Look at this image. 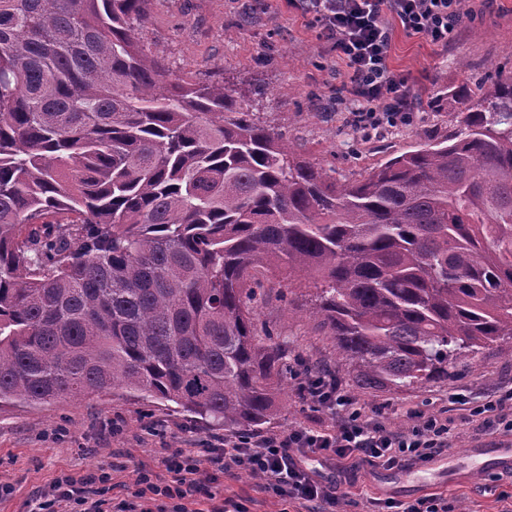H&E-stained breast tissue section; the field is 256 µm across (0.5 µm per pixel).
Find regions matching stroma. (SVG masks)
<instances>
[{
	"label": "stroma",
	"mask_w": 512,
	"mask_h": 512,
	"mask_svg": "<svg viewBox=\"0 0 512 512\" xmlns=\"http://www.w3.org/2000/svg\"><path fill=\"white\" fill-rule=\"evenodd\" d=\"M470 19L447 45L393 33L390 63L411 86L417 119L413 125L366 138L348 127L336 101L343 95L344 64L327 55L310 17L284 0H152L139 25L142 43L171 70L224 82L255 118L281 134L299 154L335 168L342 180H359L372 168L414 147L443 140L460 128V92L480 81L512 74V0H470ZM316 289L302 278L270 280L257 291L258 327L287 339L292 357L320 363L345 375L331 337L309 316ZM512 386V359L486 350L475 365L445 382L403 391L367 392L360 402L369 416L394 430L408 428L412 412L442 408L451 426V446L433 461L393 470L364 468L347 488L345 512H365L369 499L412 502L432 494L448 501V512H505L512 507V469L471 471V448L500 439L480 430L467 406L454 401L464 392L484 403L498 388ZM335 416L310 410L296 390L266 432L292 426H331ZM223 428L189 413L112 393L70 398L41 410L0 407V512H31L57 478L80 476L114 463L117 499L139 490L137 466L155 464L162 449L203 452ZM219 496L241 495L249 512H276L274 500L246 474L212 485Z\"/></svg>",
	"instance_id": "35a3bbf8"
}]
</instances>
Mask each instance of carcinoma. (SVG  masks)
<instances>
[{
    "label": "carcinoma",
    "instance_id": "1",
    "mask_svg": "<svg viewBox=\"0 0 512 512\" xmlns=\"http://www.w3.org/2000/svg\"><path fill=\"white\" fill-rule=\"evenodd\" d=\"M150 2L0 0V404L121 390L259 431L291 380L257 333L271 259L320 285L359 390L512 357V74L341 182L146 49Z\"/></svg>",
    "mask_w": 512,
    "mask_h": 512
}]
</instances>
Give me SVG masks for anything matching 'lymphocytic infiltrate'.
I'll use <instances>...</instances> for the list:
<instances>
[{
	"label": "lymphocytic infiltrate",
	"instance_id": "lymphocytic-infiltrate-1",
	"mask_svg": "<svg viewBox=\"0 0 512 512\" xmlns=\"http://www.w3.org/2000/svg\"><path fill=\"white\" fill-rule=\"evenodd\" d=\"M312 16L326 51L345 64L343 110L354 130L370 136L414 123L411 88L389 63L390 20L406 35L435 45L464 23V0H288ZM291 377L302 399L317 413L336 417L331 427L300 426L261 436H227L216 440L205 457L178 448L162 456L157 467H138L140 490L121 500L115 512H189L204 487L241 473L261 475L265 490L282 504L281 512H336L341 487L361 466L402 468L432 461L447 451L451 428L440 411L416 413L412 424L395 431L369 418L359 400L331 374L313 375L303 364ZM109 467L80 477L64 476L53 484L35 512H103L112 491Z\"/></svg>",
	"mask_w": 512,
	"mask_h": 512
}]
</instances>
